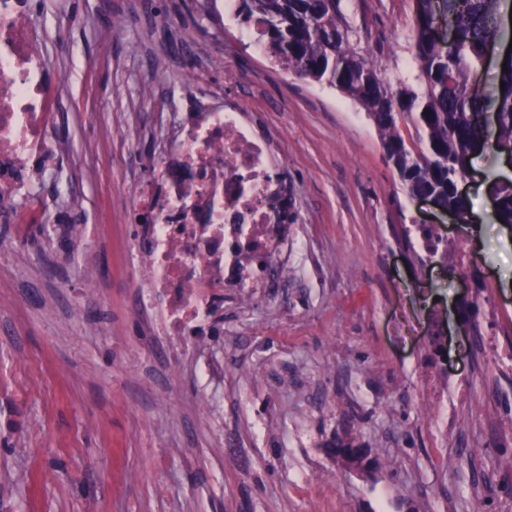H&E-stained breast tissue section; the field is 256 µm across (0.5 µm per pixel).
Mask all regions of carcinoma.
I'll return each mask as SVG.
<instances>
[{"label": "carcinoma", "instance_id": "carcinoma-1", "mask_svg": "<svg viewBox=\"0 0 512 512\" xmlns=\"http://www.w3.org/2000/svg\"><path fill=\"white\" fill-rule=\"evenodd\" d=\"M342 2L238 0L236 17L257 27L281 69L326 83L364 108L409 195L434 193L469 224L465 199L451 184L469 163L472 145L484 139L478 117L494 112L496 140L512 142V58L503 60L505 70L497 75L503 89L491 99L470 92L487 48L512 39V0H419L422 12L435 11L448 23L456 41L444 45L416 24L410 44L416 70L396 95L357 50ZM488 182L500 199L497 222L512 224V182L494 174Z\"/></svg>", "mask_w": 512, "mask_h": 512}]
</instances>
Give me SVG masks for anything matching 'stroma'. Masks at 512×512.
Instances as JSON below:
<instances>
[{"label": "stroma", "instance_id": "stroma-1", "mask_svg": "<svg viewBox=\"0 0 512 512\" xmlns=\"http://www.w3.org/2000/svg\"><path fill=\"white\" fill-rule=\"evenodd\" d=\"M62 87L60 174L74 247L0 220V512H512V369L458 335L512 344V227L495 223L475 152L463 232L411 200L365 110L286 74L208 0H33ZM390 85L413 73L415 0H344ZM260 114L288 169L304 242L286 288L225 306L218 337L172 357L133 308L132 191L191 94ZM432 224L473 256L424 263L404 228ZM448 324V356L431 334ZM221 377L200 383L202 359ZM378 463L333 460L334 439Z\"/></svg>", "mask_w": 512, "mask_h": 512}]
</instances>
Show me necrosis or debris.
<instances>
[{
  "label": "necrosis or debris",
  "mask_w": 512,
  "mask_h": 512,
  "mask_svg": "<svg viewBox=\"0 0 512 512\" xmlns=\"http://www.w3.org/2000/svg\"><path fill=\"white\" fill-rule=\"evenodd\" d=\"M29 0H0V208L22 217L61 151L50 66L26 21ZM134 194L144 233L124 251L137 312L171 351L213 335L224 296L280 287L288 268V177L271 139L239 105L196 101L148 158Z\"/></svg>",
  "instance_id": "obj_1"
}]
</instances>
